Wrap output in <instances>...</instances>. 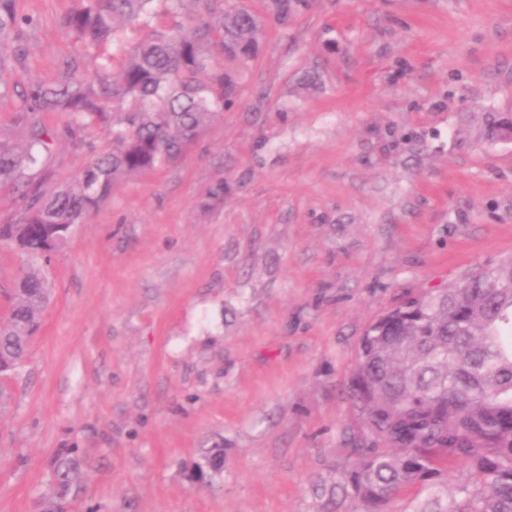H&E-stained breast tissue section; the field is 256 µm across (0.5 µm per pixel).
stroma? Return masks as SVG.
Here are the masks:
<instances>
[{
  "mask_svg": "<svg viewBox=\"0 0 512 512\" xmlns=\"http://www.w3.org/2000/svg\"><path fill=\"white\" fill-rule=\"evenodd\" d=\"M80 0H19L30 82L82 49ZM266 19L233 105L176 162L123 179L46 269L51 301L0 414V512H34L54 459L75 512H326L373 445L349 388L367 327L512 256V0H300ZM65 143L36 180L72 178ZM224 184V198L208 193ZM224 472L191 482L200 449ZM476 134L478 140L491 144L512 139V113L485 112ZM83 469L84 461L77 456L67 455L58 459L52 475V494L49 498L38 501V511L72 512L80 489Z\"/></svg>",
  "mask_w": 512,
  "mask_h": 512,
  "instance_id": "35a3bbf8",
  "label": "stroma"
}]
</instances>
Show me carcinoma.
Instances as JSON below:
<instances>
[{"mask_svg": "<svg viewBox=\"0 0 512 512\" xmlns=\"http://www.w3.org/2000/svg\"><path fill=\"white\" fill-rule=\"evenodd\" d=\"M62 24L92 58L119 43L125 26L147 14L154 0H81ZM184 18L177 29L156 28L120 48L121 68L109 62L94 75L77 58L63 61L51 82L16 83V122L27 131L18 146L0 138V186L22 191L13 224H0V242L18 248L25 264L5 293L0 321V379L18 374L32 336L51 300L43 267L62 251L76 225L105 198L112 183L155 171L182 156L216 112L235 100L239 75L224 71L226 57L246 66L257 55L263 22L250 10L224 8V0H165ZM295 0H268V12L286 26ZM32 24L17 0H0V77L25 65L24 29ZM63 115L51 127L43 115ZM112 135L102 150L100 129ZM487 143L512 139V113L486 112L477 129ZM65 138L84 149L79 173L46 193L32 170ZM354 401L370 432L389 446L357 449V459L330 498L351 497L363 512H384L403 490L425 496L408 512H512V257L472 273L460 283L424 292L373 322L359 345L351 381ZM219 448H203L191 477L220 475ZM464 459L474 479L448 490V461ZM84 461L55 464L50 497L39 512H72Z\"/></svg>", "mask_w": 512, "mask_h": 512, "instance_id": "obj_1", "label": "carcinoma"}]
</instances>
